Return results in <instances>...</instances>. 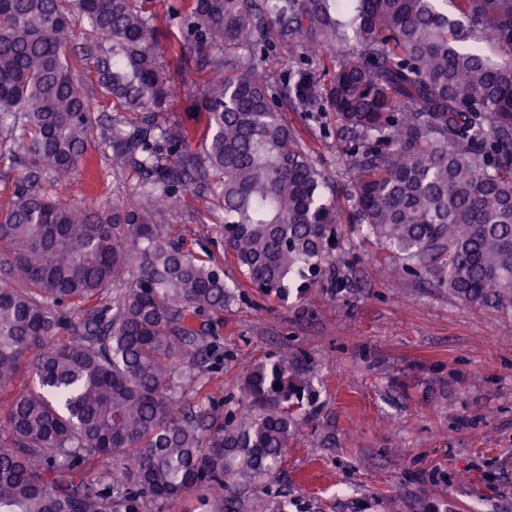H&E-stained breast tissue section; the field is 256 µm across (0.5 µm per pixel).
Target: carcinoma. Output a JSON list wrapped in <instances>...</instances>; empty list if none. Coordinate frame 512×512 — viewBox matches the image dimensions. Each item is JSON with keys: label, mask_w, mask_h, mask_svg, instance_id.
<instances>
[{"label": "carcinoma", "mask_w": 512, "mask_h": 512, "mask_svg": "<svg viewBox=\"0 0 512 512\" xmlns=\"http://www.w3.org/2000/svg\"><path fill=\"white\" fill-rule=\"evenodd\" d=\"M455 3L463 24L448 0H181L170 19L210 70L191 103L199 132L164 118L174 76L155 53V0H0V162L22 169L0 201V392L25 359L32 376L0 415V512H162L199 492L210 512H288L282 492L239 490L282 469L313 378L281 358L251 367L233 411L199 395L235 285L155 222L193 185L214 194L216 235L268 302L336 298L346 227L448 294L512 311V0ZM77 17L95 39L81 57ZM270 43L286 67L312 47L334 71L296 70L275 97L264 58L241 71ZM81 68L115 115L95 111ZM319 100L347 142L345 207L280 113ZM94 136L139 172V202L101 211L50 193Z\"/></svg>", "instance_id": "1"}]
</instances>
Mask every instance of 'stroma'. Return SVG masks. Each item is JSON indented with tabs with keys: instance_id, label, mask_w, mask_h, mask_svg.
Returning a JSON list of instances; mask_svg holds the SVG:
<instances>
[{
	"instance_id": "35a3bbf8",
	"label": "stroma",
	"mask_w": 512,
	"mask_h": 512,
	"mask_svg": "<svg viewBox=\"0 0 512 512\" xmlns=\"http://www.w3.org/2000/svg\"><path fill=\"white\" fill-rule=\"evenodd\" d=\"M180 40L177 27H162L160 53L181 88L173 111L183 118L208 74L198 53L180 54ZM283 118L346 191L335 114L323 106ZM88 155L96 177L77 166L53 194L95 210L128 197L136 173L113 166L100 140ZM219 217L210 195L191 190L159 218L239 284L220 328L224 357L204 390L238 399L253 363L281 357L301 360L316 389L282 475L256 496L287 491L288 512H512V314L456 299L403 272L374 240L351 235L338 258L341 295L314 288L268 302L216 242Z\"/></svg>"
}]
</instances>
